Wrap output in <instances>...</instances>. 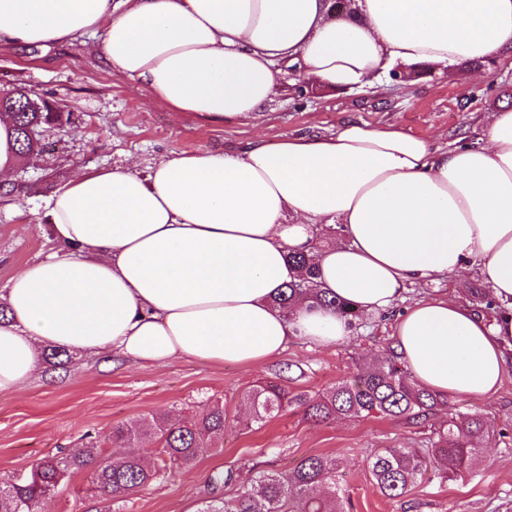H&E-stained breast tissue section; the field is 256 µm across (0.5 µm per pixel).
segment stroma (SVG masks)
Listing matches in <instances>:
<instances>
[{"label": "stroma", "instance_id": "1", "mask_svg": "<svg viewBox=\"0 0 512 512\" xmlns=\"http://www.w3.org/2000/svg\"><path fill=\"white\" fill-rule=\"evenodd\" d=\"M92 43L85 36L65 45L0 49V91L25 88L68 115L46 129L47 150L20 161L12 175L22 185L20 192L0 196V298L19 269L54 249L44 205L78 170L121 168L134 161L144 173L173 152H239L256 140L272 145L288 135L317 139L335 134L347 120L393 125L442 147L476 144L486 136V110L512 101L511 58L461 65L454 80L429 72L405 85L387 75L371 86L336 91L303 89L302 78L285 68L279 95L259 118L218 124L185 118L136 81L108 74ZM462 278L469 290L460 294L456 287ZM462 278L451 274L407 284L402 300L357 322L344 342L322 348L294 338L259 366L197 359L155 366L115 352H73L56 367L42 362L26 389L0 393V482L29 471L44 457L89 444L101 456H113L119 449L113 427L156 413L179 423L218 402L224 406V436L202 449L192 465L168 469L163 478L108 501L90 493L91 474L85 471L60 486L43 512H198L208 498L229 503L240 492L236 482L214 487V471H281L314 455L342 460L340 482L351 512H512V370L494 393L448 400L452 412L477 414L487 422L490 437L482 447L481 469L454 480L429 472L394 499L373 482L372 453L428 447L447 414L420 421L371 416L315 424L301 410L288 409L257 428L247 410L250 388L284 371L290 390L311 397L349 378L358 365L390 349L398 314L423 298L457 293L489 320L506 311V304L476 301L472 291L483 285L476 271Z\"/></svg>", "mask_w": 512, "mask_h": 512}]
</instances>
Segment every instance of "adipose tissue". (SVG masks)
<instances>
[{"mask_svg":"<svg viewBox=\"0 0 512 512\" xmlns=\"http://www.w3.org/2000/svg\"><path fill=\"white\" fill-rule=\"evenodd\" d=\"M97 35L109 73L170 109L214 122L264 110L277 65L310 85L352 89L394 70L512 58V0H0V48ZM487 138L449 149L394 126L261 142L230 154L175 152L139 173L81 172L47 204L57 249L10 281L0 319V392L39 372L41 346L261 364L289 339L321 347L352 333L335 309L272 300L309 253L330 295L384 311L408 282L476 268L512 308V109ZM339 245L313 247L320 221ZM512 311L487 322L455 298L416 302L392 350L431 390L483 396L512 359Z\"/></svg>","mask_w":512,"mask_h":512,"instance_id":"1","label":"adipose tissue"}]
</instances>
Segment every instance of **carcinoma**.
Here are the masks:
<instances>
[{"instance_id": "carcinoma-1", "label": "carcinoma", "mask_w": 512, "mask_h": 512, "mask_svg": "<svg viewBox=\"0 0 512 512\" xmlns=\"http://www.w3.org/2000/svg\"><path fill=\"white\" fill-rule=\"evenodd\" d=\"M0 109L13 118L15 141L22 157L46 148L43 141L30 137V131L44 130L63 117L60 108L35 99L24 90L1 95ZM288 258L306 271V277L286 285L274 299L285 315L291 314L295 301L309 299L334 307L354 321L360 320L349 303L328 297L321 288L312 258L303 252H292ZM248 400L251 421L258 425L292 406L304 408L308 416L317 420L372 415L419 420L439 411L448 412V421L435 432L432 448L427 451L384 448L374 452L370 458L372 478L381 494L390 499L402 496L424 479L432 458L446 469L450 479L474 473L483 462L475 442L488 435L485 420L479 415L454 417L449 412L448 397L417 384L391 352L375 364L358 368L353 377L336 382L318 396L294 393L277 377L256 385ZM223 434L224 406L219 404L210 406L197 419L178 424L154 415L136 425H119L112 429V440L122 441L129 448L150 436L159 440L165 453L162 465L151 467L134 454L114 458L104 465L96 461L97 449L76 448L45 457L26 474L0 484V512H40V505L61 484L90 466L94 467L92 490L99 496L132 492L165 475L170 465L192 464L200 449ZM341 469L342 462L335 457L311 456L285 471H250L245 477L216 471L211 483H243L234 512H344V491L338 481Z\"/></svg>"}]
</instances>
